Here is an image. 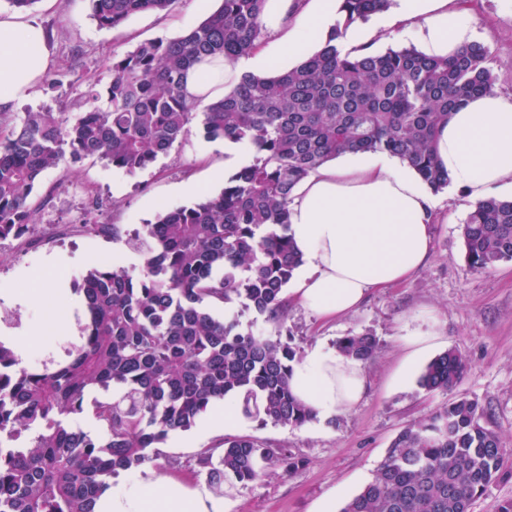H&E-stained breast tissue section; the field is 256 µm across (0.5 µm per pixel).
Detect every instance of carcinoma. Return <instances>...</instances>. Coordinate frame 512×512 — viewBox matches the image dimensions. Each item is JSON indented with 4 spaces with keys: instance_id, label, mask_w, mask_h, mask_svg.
<instances>
[{
    "instance_id": "1",
    "label": "carcinoma",
    "mask_w": 512,
    "mask_h": 512,
    "mask_svg": "<svg viewBox=\"0 0 512 512\" xmlns=\"http://www.w3.org/2000/svg\"><path fill=\"white\" fill-rule=\"evenodd\" d=\"M101 27L175 0H91ZM266 0H221L187 33L138 43L112 58L105 88L89 85L88 109L71 120L25 113L0 139V242L34 223L40 177L87 158L128 176L148 169L196 122L206 139L243 143L251 159L216 196L166 210L129 238L139 273L99 262L78 285L86 320L81 344L51 366L26 368L0 344V512H94L112 477L161 457L169 435L190 429L217 400L263 423L301 427L313 420L291 392L300 357L239 320H220L211 304L242 309L281 324L284 289L301 262L288 235L294 186L324 162L348 153H388L411 164L433 192L450 185L433 153L452 111L493 90L486 47L472 42L444 58L413 46L345 48L346 28L390 7V0H341L326 41L297 65L270 75L246 72L224 98L203 107L188 97L184 76L201 62L236 60L262 35ZM105 106H100V101ZM472 270L512 261V200L490 197L461 226ZM336 347L362 362L376 336H345ZM467 362L454 348L433 358L418 378L426 392H448ZM118 387L116 395L88 398ZM91 413L101 432L75 423ZM478 402L461 397L402 429L372 479L339 512H471L504 478L506 449ZM26 435L24 447L15 446ZM298 462L252 437L224 440L195 465L213 491L224 478L251 483L263 465Z\"/></svg>"
}]
</instances>
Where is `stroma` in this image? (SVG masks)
Returning a JSON list of instances; mask_svg holds the SVG:
<instances>
[{
    "label": "stroma",
    "instance_id": "obj_1",
    "mask_svg": "<svg viewBox=\"0 0 512 512\" xmlns=\"http://www.w3.org/2000/svg\"><path fill=\"white\" fill-rule=\"evenodd\" d=\"M475 17L473 39L489 51L495 91L512 94V0H468ZM26 13L47 31L56 63L45 74L38 96L27 107L0 112V137L20 124L26 111L46 110L73 117L88 104L89 81L106 84L112 76L113 56L144 40L171 39L170 20L196 25L202 18L194 0H174L164 13L142 12L114 28L100 27L90 0H57L44 10L41 0ZM224 143L205 139L199 125H191L185 139L160 156L149 169L130 177L104 162L89 158L76 170L45 174L36 198L42 203L34 224L20 239L0 243V311H9L11 323L0 322V336H14L25 348L26 360L58 362L78 342L83 317L74 288L95 263L113 259L129 269H140L142 259L127 244V231L156 222L168 208L196 203L182 186L199 182L207 195L221 185L208 184V169L223 161ZM99 208L89 211V197ZM440 204L431 226L432 258L407 281L375 289L354 313L334 320L317 317L297 303H289L282 329L263 316L242 310L212 307L215 317L230 314L243 327L267 334L282 332L298 352L322 344L335 347L344 336L370 333L379 350L365 365L369 379L366 396L344 417L314 420L294 428L267 424L245 416L225 427L214 412L203 414L189 430L172 433L163 457L151 472L189 485L206 482L196 457L223 448L228 437L251 436L282 449L298 460L290 472L271 465L260 480L241 485L227 479L231 512H338L342 504L369 482L394 437L408 424L425 418L453 398L477 400L489 424L498 431L506 450L504 480L477 499L473 512H499L512 498V261L474 271L463 257L460 228L470 211L462 189L438 192ZM117 224L121 235L88 232L86 218ZM55 273L65 286L62 324L46 325L45 306L27 295L34 274ZM438 335V351L454 348L470 368L454 391L428 393L418 383L421 367L406 368L404 339L426 333Z\"/></svg>",
    "mask_w": 512,
    "mask_h": 512
}]
</instances>
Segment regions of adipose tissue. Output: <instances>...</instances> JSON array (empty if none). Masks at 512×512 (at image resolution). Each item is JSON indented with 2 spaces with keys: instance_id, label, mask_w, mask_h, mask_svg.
<instances>
[{
  "instance_id": "1",
  "label": "adipose tissue",
  "mask_w": 512,
  "mask_h": 512,
  "mask_svg": "<svg viewBox=\"0 0 512 512\" xmlns=\"http://www.w3.org/2000/svg\"><path fill=\"white\" fill-rule=\"evenodd\" d=\"M395 12L371 28L350 26L349 49L388 36L414 37L421 52L446 56L472 40L461 0H397ZM339 0H266L263 37L249 56L190 69L184 89L207 104L223 98L242 73L296 60L323 43ZM53 62L50 40L28 15L0 10V112L33 99ZM451 186L471 204L512 192V95L492 91L453 112L435 140ZM437 201L417 171L387 153L349 154L319 166L293 189L288 234L302 255L290 291L318 317L334 318L362 304L374 289L404 282L429 262ZM369 387L361 361L316 345L291 377L294 395L315 418L347 414ZM228 498L208 487L137 477L104 490L95 512H228Z\"/></svg>"
}]
</instances>
